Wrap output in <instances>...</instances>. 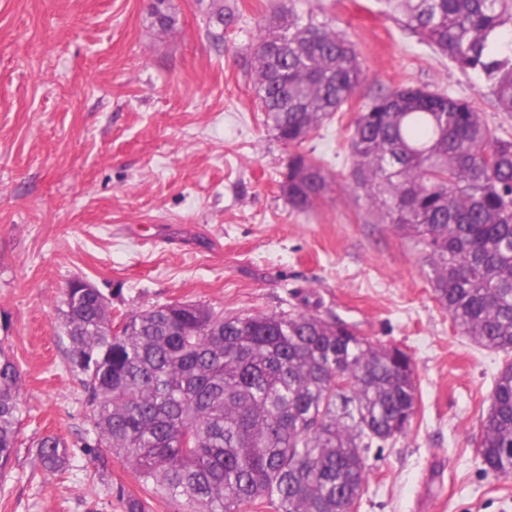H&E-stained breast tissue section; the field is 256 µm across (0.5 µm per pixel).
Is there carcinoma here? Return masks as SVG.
<instances>
[{"instance_id": "carcinoma-1", "label": "carcinoma", "mask_w": 512, "mask_h": 512, "mask_svg": "<svg viewBox=\"0 0 512 512\" xmlns=\"http://www.w3.org/2000/svg\"><path fill=\"white\" fill-rule=\"evenodd\" d=\"M402 27L474 71L512 112V0H401ZM255 96L294 148L280 183L305 211L323 195L321 162L299 150L366 80L343 34L290 14L253 48ZM354 184L383 220L419 239L436 299L461 334L512 356V137L470 103L420 86L373 95L351 136ZM73 280L61 310L67 364L81 375L104 454L123 458L153 497L185 512H356L367 453L404 436L416 415L415 367L338 318L304 312L224 315L173 302L112 335L109 305ZM21 375L0 342V482L17 454ZM477 454L512 476V359L498 372ZM43 476L67 472L55 435L36 444Z\"/></svg>"}]
</instances>
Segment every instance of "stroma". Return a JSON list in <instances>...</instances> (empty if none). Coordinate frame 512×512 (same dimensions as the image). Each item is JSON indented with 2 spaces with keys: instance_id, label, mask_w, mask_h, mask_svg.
<instances>
[{
  "instance_id": "1",
  "label": "stroma",
  "mask_w": 512,
  "mask_h": 512,
  "mask_svg": "<svg viewBox=\"0 0 512 512\" xmlns=\"http://www.w3.org/2000/svg\"><path fill=\"white\" fill-rule=\"evenodd\" d=\"M0 0V340L24 393L18 453L0 512H124L140 486L127 463L92 483V408L70 372L60 308L82 279L113 325L156 305L228 314L334 316L378 346L407 350L417 413L410 432L371 449L358 512H512V477L475 454L503 353L461 335L437 301L433 267L353 184L354 121L378 85L425 86L469 101L502 136L482 77L460 72L404 31L384 0ZM293 11L346 34L366 80L301 149L329 185L294 211L280 190L289 148L264 123L247 52L271 16ZM71 450L66 478L42 485L36 444Z\"/></svg>"
}]
</instances>
